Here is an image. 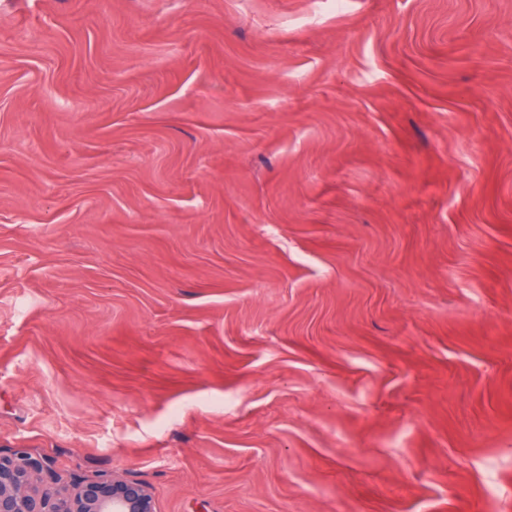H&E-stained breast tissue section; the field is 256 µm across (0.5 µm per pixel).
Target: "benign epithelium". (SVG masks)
Wrapping results in <instances>:
<instances>
[{
	"mask_svg": "<svg viewBox=\"0 0 512 512\" xmlns=\"http://www.w3.org/2000/svg\"><path fill=\"white\" fill-rule=\"evenodd\" d=\"M48 462L27 448L0 455V512H155L149 487L128 475L79 481L64 494L41 485Z\"/></svg>",
	"mask_w": 512,
	"mask_h": 512,
	"instance_id": "7a95c632",
	"label": "benign epithelium"
}]
</instances>
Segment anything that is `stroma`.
Wrapping results in <instances>:
<instances>
[{
    "mask_svg": "<svg viewBox=\"0 0 512 512\" xmlns=\"http://www.w3.org/2000/svg\"><path fill=\"white\" fill-rule=\"evenodd\" d=\"M157 512H512V0H0V454Z\"/></svg>",
    "mask_w": 512,
    "mask_h": 512,
    "instance_id": "stroma-1",
    "label": "stroma"
}]
</instances>
